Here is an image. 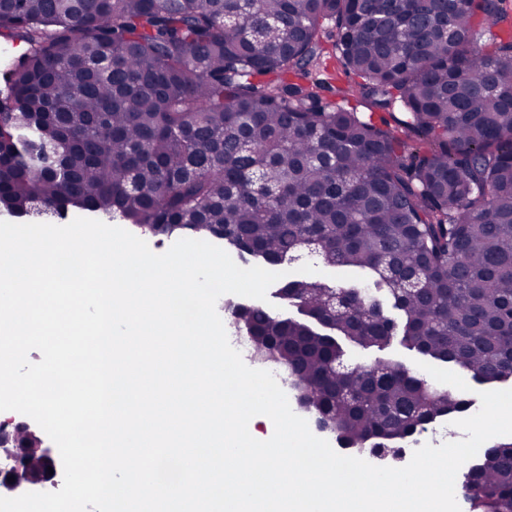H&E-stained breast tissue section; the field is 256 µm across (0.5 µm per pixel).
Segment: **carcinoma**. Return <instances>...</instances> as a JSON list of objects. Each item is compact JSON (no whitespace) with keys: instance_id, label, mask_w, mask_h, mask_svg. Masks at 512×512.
Returning a JSON list of instances; mask_svg holds the SVG:
<instances>
[{"instance_id":"cac0c4a2","label":"carcinoma","mask_w":512,"mask_h":512,"mask_svg":"<svg viewBox=\"0 0 512 512\" xmlns=\"http://www.w3.org/2000/svg\"><path fill=\"white\" fill-rule=\"evenodd\" d=\"M326 20L367 115L303 82ZM0 35L27 46L0 90V213H99L374 276L397 316L368 288L304 278L279 289L298 318L232 306L340 447L397 458L473 405L389 359L344 370V342L512 377L506 0H0ZM462 490L472 512H512V440Z\"/></svg>"}]
</instances>
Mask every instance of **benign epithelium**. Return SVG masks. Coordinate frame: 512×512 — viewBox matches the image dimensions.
<instances>
[{
	"label": "benign epithelium",
	"instance_id": "1",
	"mask_svg": "<svg viewBox=\"0 0 512 512\" xmlns=\"http://www.w3.org/2000/svg\"><path fill=\"white\" fill-rule=\"evenodd\" d=\"M31 424L19 421L10 429L0 430V492L17 493L31 486L45 490L59 486V474L52 449ZM53 474H48V470ZM15 481H8L9 477Z\"/></svg>",
	"mask_w": 512,
	"mask_h": 512
}]
</instances>
